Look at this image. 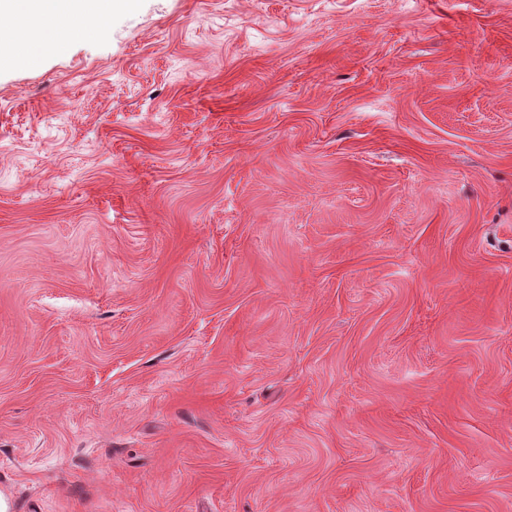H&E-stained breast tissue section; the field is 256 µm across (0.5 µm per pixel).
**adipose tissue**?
<instances>
[{
    "instance_id": "ef3b65f1",
    "label": "adipose tissue",
    "mask_w": 512,
    "mask_h": 512,
    "mask_svg": "<svg viewBox=\"0 0 512 512\" xmlns=\"http://www.w3.org/2000/svg\"><path fill=\"white\" fill-rule=\"evenodd\" d=\"M76 19L78 27L100 30L112 15V0H0L15 41H27L31 53L55 39L59 15Z\"/></svg>"
}]
</instances>
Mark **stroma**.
I'll use <instances>...</instances> for the list:
<instances>
[{"label": "stroma", "mask_w": 512, "mask_h": 512, "mask_svg": "<svg viewBox=\"0 0 512 512\" xmlns=\"http://www.w3.org/2000/svg\"><path fill=\"white\" fill-rule=\"evenodd\" d=\"M0 52L6 512H512V0Z\"/></svg>", "instance_id": "obj_1"}]
</instances>
